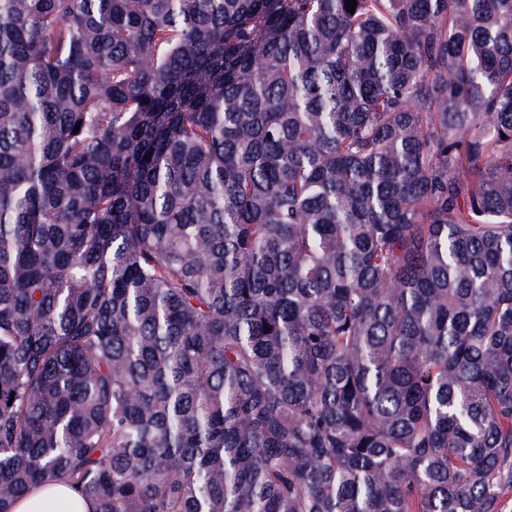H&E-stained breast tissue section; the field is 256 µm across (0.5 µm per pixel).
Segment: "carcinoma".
<instances>
[{"mask_svg": "<svg viewBox=\"0 0 512 512\" xmlns=\"http://www.w3.org/2000/svg\"><path fill=\"white\" fill-rule=\"evenodd\" d=\"M356 2L0 0V512H512V0ZM93 505L77 496L65 482H53L17 500L13 512H93Z\"/></svg>", "mask_w": 512, "mask_h": 512, "instance_id": "1", "label": "carcinoma"}]
</instances>
